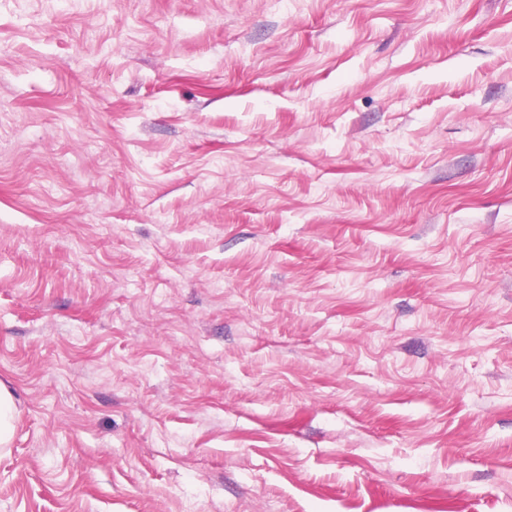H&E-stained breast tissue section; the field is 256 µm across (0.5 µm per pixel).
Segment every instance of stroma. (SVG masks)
<instances>
[{
  "mask_svg": "<svg viewBox=\"0 0 512 512\" xmlns=\"http://www.w3.org/2000/svg\"><path fill=\"white\" fill-rule=\"evenodd\" d=\"M0 512H512V0H0ZM14 402L11 392L0 384V447L7 448L13 434Z\"/></svg>",
  "mask_w": 512,
  "mask_h": 512,
  "instance_id": "obj_1",
  "label": "stroma"
}]
</instances>
